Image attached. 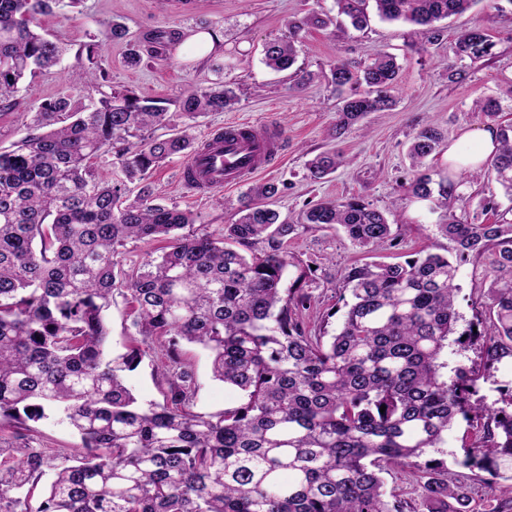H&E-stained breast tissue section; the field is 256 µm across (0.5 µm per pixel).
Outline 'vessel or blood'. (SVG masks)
Segmentation results:
<instances>
[{
    "label": "vessel or blood",
    "instance_id": "b4317fda",
    "mask_svg": "<svg viewBox=\"0 0 512 512\" xmlns=\"http://www.w3.org/2000/svg\"><path fill=\"white\" fill-rule=\"evenodd\" d=\"M282 152V135L274 127L231 123L210 135L204 149L193 153L180 177L190 188L212 192L240 185L248 175L268 168Z\"/></svg>",
    "mask_w": 512,
    "mask_h": 512
}]
</instances>
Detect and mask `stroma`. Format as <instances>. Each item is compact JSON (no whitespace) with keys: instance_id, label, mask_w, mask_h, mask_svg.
Returning a JSON list of instances; mask_svg holds the SVG:
<instances>
[{"instance_id":"1","label":"stroma","mask_w":512,"mask_h":512,"mask_svg":"<svg viewBox=\"0 0 512 512\" xmlns=\"http://www.w3.org/2000/svg\"><path fill=\"white\" fill-rule=\"evenodd\" d=\"M312 11L335 17L336 0H80L66 15L40 16V32L67 44L70 53L58 66L26 78L19 107L0 111V151L25 136L30 113L46 100L66 95L78 96L87 105L98 100L97 86L74 82L73 52L80 44L92 42L104 23L123 22L129 30V41L105 42L100 49L112 88L141 98L170 101L173 124L191 125L200 143L231 121L269 125L283 133L285 149L280 157L266 172L249 176L248 181L279 186L273 206L289 223L298 225L302 212L317 202L353 196L385 212L397 240L372 253L356 247L340 230L299 228L288 241L290 255L309 272L303 287L312 296V306L300 315L303 328L312 335L334 331L340 319L330 316L329 311L343 295L344 277L352 267L403 262L426 246L459 260L454 243L437 231L440 211L434 210L430 202L408 194L416 172L407 150L413 137L428 125L440 131L446 145L458 137L461 129L486 125L490 121L474 111L473 104L487 97L498 98L501 104L498 117L492 121L495 126L512 125V97L506 93L512 85V21L479 6L471 10V17L480 21L495 44L491 56L475 62L458 60L455 55L461 23L457 17L442 21V36L432 44L427 41L425 29L375 16L361 30L341 21L332 28L311 27L301 34L297 65L314 73L315 78L299 88L293 71L276 73L267 69L260 51L265 41L287 35L289 19ZM159 28L180 34L179 40L169 46L166 61L127 67L130 41L142 40ZM212 32L218 37L214 52L224 63L220 76L235 90L238 101L232 110L190 120L173 102L184 92L207 89L218 76L208 63L195 59V46L190 41L193 35ZM379 52L395 56L400 66L396 106L387 112L370 113L344 135L333 136L339 99L330 81L331 66L339 58L366 63ZM451 65L464 71L463 80L449 81L447 68ZM327 150L342 153L343 165L323 180L311 181L306 176V162ZM183 163V157L176 156L153 172L151 182L160 201L176 204L193 213L198 223L214 229L233 222L241 188L192 196L179 180ZM486 188L483 180L462 186V193L470 199L471 216L484 224L502 217L512 220V199L504 193H497L493 210H484ZM459 262L456 330L464 332L476 322L481 331H489L488 314L477 313L472 305L481 288L488 285V259L472 254ZM132 320L124 297L115 296L108 311V347L116 356L133 347L143 350L140 364L126 372L125 381L139 402L147 405L162 399L164 358L156 343L136 333ZM184 352L196 382L195 412L217 414L239 404L240 393L214 379L207 351L188 345ZM441 458L448 467L449 483L468 488L466 512H489L495 504L500 505L501 512H512L511 499L494 496L488 474L462 467L464 450L459 433L449 435Z\"/></svg>"}]
</instances>
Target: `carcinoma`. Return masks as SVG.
<instances>
[{
	"mask_svg": "<svg viewBox=\"0 0 512 512\" xmlns=\"http://www.w3.org/2000/svg\"><path fill=\"white\" fill-rule=\"evenodd\" d=\"M378 17L423 27L467 14L481 0H336L356 29L367 26L369 2ZM79 0H0V105H18L26 73L56 66L64 50L37 31L38 17ZM318 13L288 21V37L263 45L274 71L296 60L300 32L326 27ZM104 40H123L126 27L104 24ZM175 29L146 34L125 62L163 60ZM98 43L79 50V82L107 81ZM494 43L476 22L457 32L456 52L472 61ZM400 67L379 53L362 65L339 59L331 82L343 93L335 133L396 104ZM219 80L179 101L195 118L235 104ZM167 109L131 93L101 92L96 105L74 96L41 104L28 133L0 152V512H402L386 496L384 474L410 468L421 483L414 512H458L467 487L448 485L443 462L427 458L448 445L466 422L462 465L503 477L512 470V382L496 387L492 405L480 395L491 369L512 362V222L469 219L460 182L433 180L424 170L439 152L440 133L421 129L409 147L417 175L408 192L445 210L439 232L459 256L489 253L485 307L491 332L482 335L484 371L457 361L458 264L435 253L402 264H365L346 276L337 332L306 333L298 312L311 306L300 274L286 285L288 237L267 200L275 183H256L239 198L238 218L210 231L183 234L195 216L155 202L149 182L166 160L201 148L189 128L162 138ZM488 160L495 182L512 198V126L500 128ZM114 154L124 179L102 182L91 160ZM343 160L334 152L306 164L319 181ZM303 227H340L369 252L394 240L384 214L359 197L323 200L303 214ZM129 239H162L160 255L125 270L118 248ZM265 244L248 257L239 247ZM133 312L137 333L159 343L166 360L164 400L146 407L125 384L143 352L106 351V312L114 291ZM212 355L216 379L238 388L242 402L216 415L192 411L196 387L182 344ZM385 412H380L381 406ZM54 413L81 446L57 463L33 447L32 424ZM41 502L32 509L35 491Z\"/></svg>",
	"mask_w": 512,
	"mask_h": 512,
	"instance_id": "carcinoma-1",
	"label": "carcinoma"
}]
</instances>
